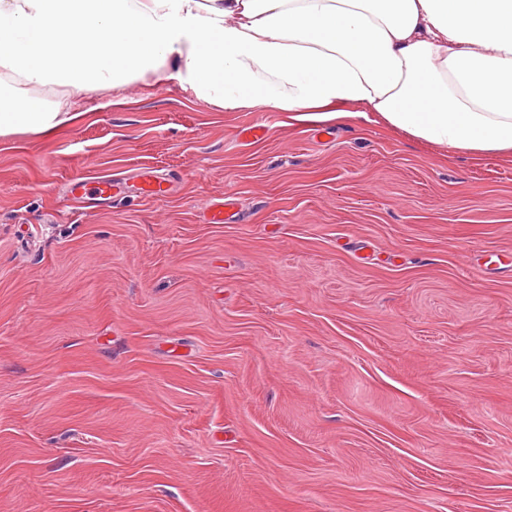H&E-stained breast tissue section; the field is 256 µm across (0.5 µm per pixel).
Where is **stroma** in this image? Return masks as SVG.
<instances>
[{"instance_id": "35a3bbf8", "label": "stroma", "mask_w": 512, "mask_h": 512, "mask_svg": "<svg viewBox=\"0 0 512 512\" xmlns=\"http://www.w3.org/2000/svg\"><path fill=\"white\" fill-rule=\"evenodd\" d=\"M75 110L0 137V512H512V157L170 70ZM71 191L85 199L109 203L125 194L123 186L105 179L97 181L75 179L71 184Z\"/></svg>"}]
</instances>
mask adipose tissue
Returning <instances> with one entry per match:
<instances>
[{
  "mask_svg": "<svg viewBox=\"0 0 512 512\" xmlns=\"http://www.w3.org/2000/svg\"><path fill=\"white\" fill-rule=\"evenodd\" d=\"M166 68L220 109L318 124L357 103L450 153L512 156V0H0L2 137Z\"/></svg>",
  "mask_w": 512,
  "mask_h": 512,
  "instance_id": "adipose-tissue-1",
  "label": "adipose tissue"
}]
</instances>
